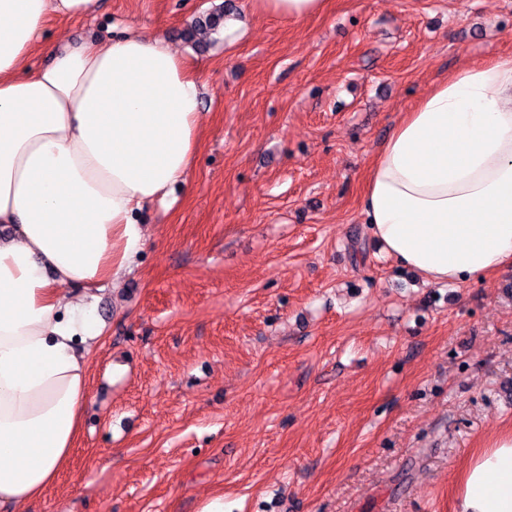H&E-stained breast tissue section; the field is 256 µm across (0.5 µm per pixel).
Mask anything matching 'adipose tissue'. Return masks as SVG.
<instances>
[{
    "label": "adipose tissue",
    "mask_w": 512,
    "mask_h": 512,
    "mask_svg": "<svg viewBox=\"0 0 512 512\" xmlns=\"http://www.w3.org/2000/svg\"><path fill=\"white\" fill-rule=\"evenodd\" d=\"M96 0H0V505L66 466L104 333L96 294L128 271L137 220L184 181L199 83L157 36L40 44L49 16ZM327 0H254L286 23ZM43 50L48 64L28 59ZM363 214L388 259L451 287L512 265V57L466 67L402 113L370 167ZM454 512H512V431L470 458Z\"/></svg>",
    "instance_id": "1"
}]
</instances>
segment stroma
Instances as JSON below:
<instances>
[{"label":"stroma","mask_w":512,"mask_h":512,"mask_svg":"<svg viewBox=\"0 0 512 512\" xmlns=\"http://www.w3.org/2000/svg\"><path fill=\"white\" fill-rule=\"evenodd\" d=\"M222 0H97L44 39L164 37L200 83L186 182L139 216L70 461L0 512H454L470 457L512 431V266L453 288L385 257L362 213L401 113L512 56V0H328L244 37L186 31Z\"/></svg>","instance_id":"obj_1"}]
</instances>
